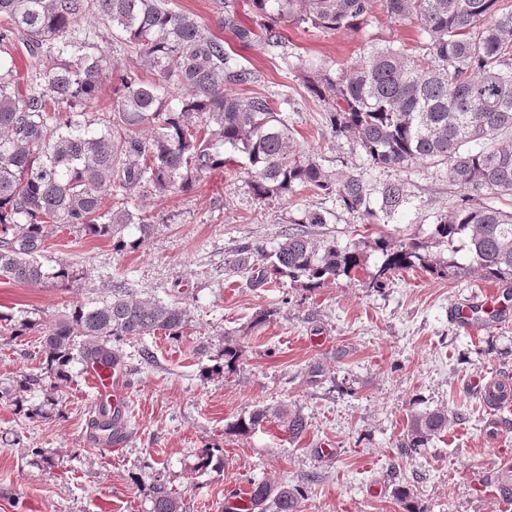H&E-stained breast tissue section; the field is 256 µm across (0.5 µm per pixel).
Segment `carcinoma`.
<instances>
[{
    "instance_id": "cac0c4a2",
    "label": "carcinoma",
    "mask_w": 512,
    "mask_h": 512,
    "mask_svg": "<svg viewBox=\"0 0 512 512\" xmlns=\"http://www.w3.org/2000/svg\"><path fill=\"white\" fill-rule=\"evenodd\" d=\"M370 0H252L254 24L272 43L280 24L353 29ZM396 20L415 19L427 53L374 48L338 74L318 71L307 91L325 105L333 136L356 142L372 167L404 169L421 162L444 165L462 191L457 208L434 224L430 242L415 237L379 238L384 260L368 283L381 288L399 270L420 265L438 277L477 273L512 283V211L475 202V196L512 197V10L501 0H383ZM106 36H100V30ZM255 30V31H257ZM234 29L241 40L255 35ZM128 47L136 65L106 77L112 42ZM28 54L20 84L8 47ZM112 80L108 108L95 123L81 120ZM250 82L196 16L175 11L169 0H0V279L37 285L76 279L68 262L45 266L46 243L61 230L104 237L122 253L142 247L154 231L151 219L130 208V191L163 198L189 193L200 177L232 165L226 151L247 159L245 173L257 200L281 197L297 187L334 195L348 214L378 224L408 203L405 184L372 185L348 173L325 171L300 148L288 119L266 96L224 93V82ZM134 225L138 236L124 230ZM452 257L431 258L429 244ZM464 251L469 262L453 255ZM231 260L261 261L255 281L287 277L320 286L362 265L356 247L336 238L313 241L301 232L283 236L272 251L247 244ZM187 311L172 304L129 299L119 289L101 304H77L40 334L44 374L0 391L16 403L49 379L66 381L74 355L110 367L112 341L164 331L179 336ZM276 420L298 438L303 416L288 407H259L231 426L248 433ZM90 425L96 439L112 443V409L101 406ZM448 427V414L412 417L400 448L413 452ZM297 488L261 483L251 491L255 512H295ZM152 512H181L178 497L155 488Z\"/></svg>"
}]
</instances>
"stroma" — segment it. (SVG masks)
Here are the masks:
<instances>
[{"instance_id":"1","label":"stroma","mask_w":512,"mask_h":512,"mask_svg":"<svg viewBox=\"0 0 512 512\" xmlns=\"http://www.w3.org/2000/svg\"><path fill=\"white\" fill-rule=\"evenodd\" d=\"M170 5L196 15L250 72V83L225 84L226 93L280 100L300 147L324 170L373 184L402 179L410 201L388 223L367 224L335 197L300 188L256 201L245 173L228 166L188 194L132 195V207L156 221L138 250L120 254L106 240L69 230L53 237L50 259L75 263L81 279L0 280V312L45 324L73 305L109 299L118 287L136 300L178 304L189 322L176 338L159 332L117 342L132 379L122 446L100 444L88 432L94 394L82 364L72 365L69 380L27 392L37 417L0 398V512H151L159 484L176 492L182 512H224L233 488L264 482L302 487L296 512H402L403 486L422 512H512L498 485L512 460V413L490 417L469 389L477 377L512 379V320L471 336L451 318L478 306L495 283L439 278L416 266L397 271L385 288L368 285L381 262L375 240L427 237L461 191L442 166H368L358 145L331 135L323 103L305 87L310 64L337 72L374 45L422 55L418 23L393 19L382 0H371L354 31L289 26L281 43L242 42L222 20L229 9L250 26L249 0ZM305 208L326 212L328 221L304 225V233L358 247L360 268L318 287L286 278L260 285L251 267L230 270L244 244L275 249ZM40 341L35 330L18 337L0 331V388L40 373ZM226 348L235 353L232 367L204 376ZM279 405L304 416L301 437L273 421L246 435L227 433L255 407ZM434 410L447 412V429L418 453L401 454L411 416Z\"/></svg>"}]
</instances>
